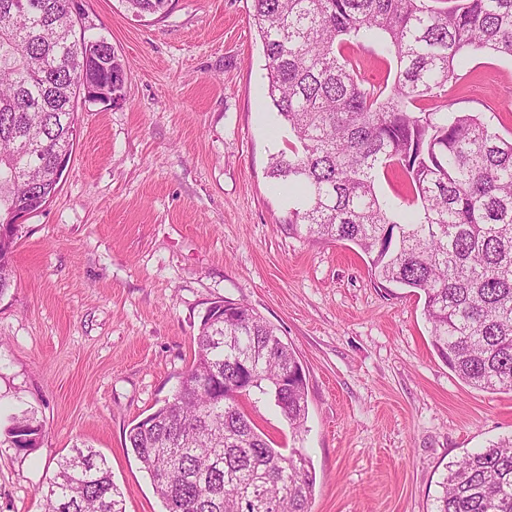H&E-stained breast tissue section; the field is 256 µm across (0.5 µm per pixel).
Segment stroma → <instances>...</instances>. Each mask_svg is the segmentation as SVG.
Returning a JSON list of instances; mask_svg holds the SVG:
<instances>
[{
  "label": "stroma",
  "mask_w": 512,
  "mask_h": 512,
  "mask_svg": "<svg viewBox=\"0 0 512 512\" xmlns=\"http://www.w3.org/2000/svg\"><path fill=\"white\" fill-rule=\"evenodd\" d=\"M87 38L125 65L118 104L79 102L55 196L20 225L0 297V406L34 411L31 450L0 447V512H42L71 448L103 454L124 512H164L126 448L170 397L208 308L243 303L306 377L311 512H435L449 462L512 435V392L462 383L434 352L423 301L382 286L347 242L294 235V199L267 176L288 133L264 98L252 0H75ZM365 82L393 81L381 43L350 44ZM453 96L512 138V58L474 56ZM242 405L275 446L274 403Z\"/></svg>",
  "instance_id": "obj_1"
}]
</instances>
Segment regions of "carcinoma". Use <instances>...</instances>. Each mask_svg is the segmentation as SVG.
<instances>
[{
	"label": "carcinoma",
	"instance_id": "cac0c4a2",
	"mask_svg": "<svg viewBox=\"0 0 512 512\" xmlns=\"http://www.w3.org/2000/svg\"><path fill=\"white\" fill-rule=\"evenodd\" d=\"M138 17L168 0H125ZM270 106L288 130L268 176L301 188L289 227L350 242L378 280L424 295L431 345L465 384L512 392V138L452 109L478 53L512 58V0H252ZM382 40L392 84L365 85L344 54ZM123 97L112 47L76 37L71 0H0V296L11 287L17 207L57 192L56 160L78 137L87 87ZM403 173L410 216L378 191ZM175 393L133 424L129 448L165 512H310L312 462L276 448L238 396L270 395L293 440L308 417L294 352L242 303L216 301ZM11 446L39 444L32 411L9 417ZM436 512H512V437L447 466ZM44 512H122L106 459L72 449L41 487Z\"/></svg>",
	"mask_w": 512,
	"mask_h": 512
}]
</instances>
